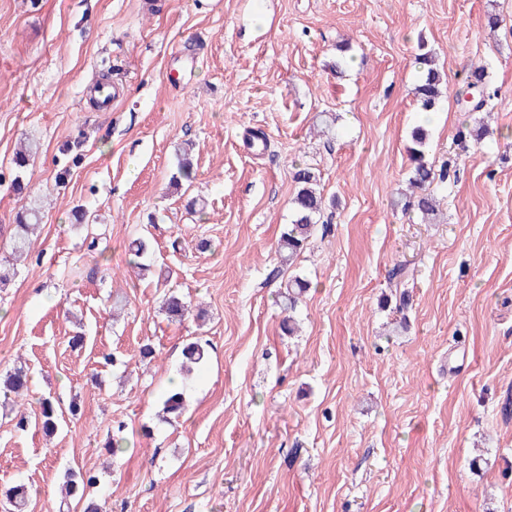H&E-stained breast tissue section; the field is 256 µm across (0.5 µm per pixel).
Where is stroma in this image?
Segmentation results:
<instances>
[{
	"mask_svg": "<svg viewBox=\"0 0 512 512\" xmlns=\"http://www.w3.org/2000/svg\"><path fill=\"white\" fill-rule=\"evenodd\" d=\"M423 48L453 90L488 64L490 108L420 112ZM103 81L107 108L89 94ZM422 123L429 162L458 173L429 223L394 206ZM24 137L43 218L0 286V376L26 366L31 387L26 428L0 409V512L17 484L48 512L69 470L97 477L70 512H512V0H0V172ZM299 164L328 229L285 271L311 283L288 336L269 273ZM141 235L146 279L127 252ZM397 264L402 314L380 305ZM171 290L204 318L171 320ZM189 342L207 361L186 380ZM44 395L65 412L50 437Z\"/></svg>",
	"mask_w": 512,
	"mask_h": 512,
	"instance_id": "35a3bbf8",
	"label": "stroma"
}]
</instances>
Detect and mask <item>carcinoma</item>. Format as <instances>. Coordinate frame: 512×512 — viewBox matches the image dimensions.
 I'll return each instance as SVG.
<instances>
[{"mask_svg":"<svg viewBox=\"0 0 512 512\" xmlns=\"http://www.w3.org/2000/svg\"><path fill=\"white\" fill-rule=\"evenodd\" d=\"M416 64L419 65L420 76L414 87V99L422 112L435 111L443 96L442 80L436 67L433 53L425 51L416 56ZM489 73L482 64L471 65L465 85L455 95L457 103H463L464 92L474 94V100L465 104L466 111L479 112L487 106L491 100L488 92ZM429 130L418 125L410 134V145L407 147L410 167L408 170V183L411 192L403 194L396 202L406 213L416 212L422 217L436 215L439 200L435 194L448 179V170L445 167L435 170L432 163L426 158L429 142ZM35 154V145L27 142L18 148L13 156L12 164L15 171L26 168ZM297 191L293 198V211L290 224L286 225L281 233L278 243L279 266L273 268L270 277L275 279L280 276L283 267L291 266L304 251L306 245L314 233L319 218L323 212L324 199L318 189L315 173L309 167H299L293 174ZM13 189L19 200L22 201L15 218L13 232L10 237V258L0 262V284L11 280L17 274L14 260L26 256L31 249V235L41 222L39 209L34 203L27 200L24 195V185L19 178H14ZM130 264L143 270H151L150 245L147 239L138 238L130 246ZM309 288V282L299 276L288 279L285 284V298L288 301V311L295 310L300 297ZM163 308L168 317L175 321H182L190 313L191 305L181 296L169 292L163 297ZM205 348L198 343H190L183 349L182 371L186 374L193 372L206 359ZM3 386V394L22 396L28 392L29 378L24 368H16L4 376L0 382ZM185 407V399L180 391L169 393L163 402V413L169 420L181 416ZM39 420L41 428L46 435L54 434L60 423V415L57 414L55 402L50 397H44L39 401ZM97 482L96 476L91 473L67 472L65 475L66 494L57 506V512H64L69 508L70 499L76 497L79 490L85 486Z\"/></svg>","mask_w":512,"mask_h":512,"instance_id":"obj_1","label":"carcinoma"}]
</instances>
